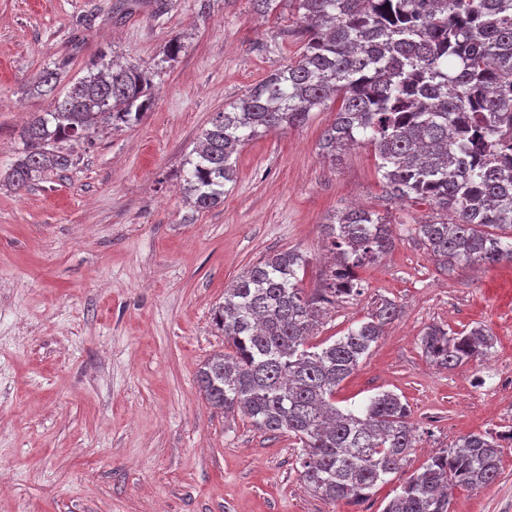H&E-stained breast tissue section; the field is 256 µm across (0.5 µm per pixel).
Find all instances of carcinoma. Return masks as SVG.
Listing matches in <instances>:
<instances>
[{
  "mask_svg": "<svg viewBox=\"0 0 512 512\" xmlns=\"http://www.w3.org/2000/svg\"><path fill=\"white\" fill-rule=\"evenodd\" d=\"M303 41L299 57L215 113L199 135L183 193L198 212L224 200L240 150L304 124L339 102L320 149L334 160L354 144L374 151L394 198L427 201L439 218L413 228L446 269L512 262V0H288ZM62 62L37 72L31 90L53 97L21 131L24 149L8 180L20 190L72 164L60 144L104 127L138 122L152 106L146 72L114 59L56 91ZM337 263L311 293L295 251L249 266L214 311L224 351L197 372L205 400L239 412L262 431L286 433L302 448L301 478L332 501L358 502L399 472L414 447L408 404L393 392L357 410L336 406V389L395 320L384 301L332 343L312 345L328 307L358 295L357 269L395 246L386 217L338 212L322 225ZM444 369L486 359L492 335L440 325L421 337ZM504 433H472L442 450L400 486L383 512H449L448 486L479 488L500 471Z\"/></svg>",
  "mask_w": 512,
  "mask_h": 512,
  "instance_id": "1",
  "label": "carcinoma"
}]
</instances>
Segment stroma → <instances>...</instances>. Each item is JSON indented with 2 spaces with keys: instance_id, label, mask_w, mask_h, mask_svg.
I'll list each match as a JSON object with an SVG mask.
<instances>
[{
  "instance_id": "1",
  "label": "stroma",
  "mask_w": 512,
  "mask_h": 512,
  "mask_svg": "<svg viewBox=\"0 0 512 512\" xmlns=\"http://www.w3.org/2000/svg\"><path fill=\"white\" fill-rule=\"evenodd\" d=\"M0 0V512H383L435 452L471 433L512 429V263L448 270L411 235L432 205L391 198L370 148L331 160L320 141L335 104L259 137L237 156L224 201L194 211L186 160L215 113L299 55L288 10L251 0ZM178 40V54L168 52ZM153 80L140 121L63 143L72 164L17 191L6 175L20 131L48 97L31 78L68 58L62 86L100 55ZM393 225L394 248L357 271L318 341L382 300L401 309L336 393L353 408L383 391L410 409L417 442L399 473L353 503L317 496L287 434L224 416L200 394V364L223 351L213 308L250 265L303 254L306 290L326 270L321 226L351 205ZM432 324L481 326L490 355L453 369L426 358ZM450 512H512V445L486 488H452Z\"/></svg>"
}]
</instances>
